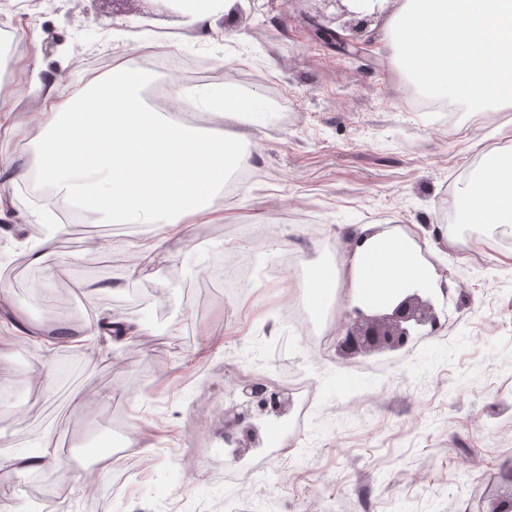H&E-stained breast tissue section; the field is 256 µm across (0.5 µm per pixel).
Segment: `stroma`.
Listing matches in <instances>:
<instances>
[{"instance_id": "35a3bbf8", "label": "stroma", "mask_w": 512, "mask_h": 512, "mask_svg": "<svg viewBox=\"0 0 512 512\" xmlns=\"http://www.w3.org/2000/svg\"><path fill=\"white\" fill-rule=\"evenodd\" d=\"M319 12L336 8L257 0L190 31L168 0H0V31L14 42L0 70L16 91L0 152L19 166L42 132L41 94L22 67L35 33L64 100L122 65L149 71L151 106L172 81L198 108L227 84L256 104L233 128L252 146L249 177L216 199L217 218L171 242L170 261L140 274L133 255L150 234L90 210L33 264L39 219L61 223L63 201L0 184V460L47 445L58 458L0 470V512H43L46 500L50 512H489L491 499L512 497V245L482 224L458 235L442 217L471 176L481 128L511 129L512 112L412 109L411 81L382 38L389 14L348 56L314 35ZM145 25L178 44L151 70L116 49ZM361 224L436 240L424 258L446 284L429 293L444 328L398 361L343 355L333 328L316 350L285 317L287 250L306 267L339 262ZM232 252L255 272L242 297L210 275ZM104 314L143 331L84 338L83 323ZM244 365L260 382L305 374L313 405L287 452L234 475L224 423L242 401ZM107 411L139 447L100 483Z\"/></svg>"}]
</instances>
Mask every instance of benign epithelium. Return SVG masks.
Listing matches in <instances>:
<instances>
[{
	"label": "benign epithelium",
	"instance_id": "7a95c632",
	"mask_svg": "<svg viewBox=\"0 0 512 512\" xmlns=\"http://www.w3.org/2000/svg\"><path fill=\"white\" fill-rule=\"evenodd\" d=\"M335 4L339 13L332 29L318 20H312L314 34L346 53L355 46V40L378 10L368 12L359 8L364 0H325ZM443 328L433 301L413 291L401 299L391 311H372L360 304H349L345 312L339 346L350 354L374 350L403 351L409 349L420 336H434ZM245 401L235 414L232 427L224 430V445L239 460L250 445L258 441V426L254 419L262 416L280 418L288 411L290 402L284 389H268L247 382L241 389Z\"/></svg>",
	"mask_w": 512,
	"mask_h": 512
}]
</instances>
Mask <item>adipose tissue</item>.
<instances>
[{"instance_id":"ef3b65f1","label":"adipose tissue","mask_w":512,"mask_h":512,"mask_svg":"<svg viewBox=\"0 0 512 512\" xmlns=\"http://www.w3.org/2000/svg\"><path fill=\"white\" fill-rule=\"evenodd\" d=\"M147 82V76L117 66L81 98L61 101L53 80H46L45 126L33 164L18 167L0 154V181L37 177L111 224L161 230L212 214L225 175L247 159L244 148L223 129L196 131L193 113L178 121L159 117L142 100ZM459 212L466 222L512 232V151L489 159L467 181ZM422 250L415 240L376 233L364 237L340 264L312 265L297 289L322 306L333 302L344 278L354 302L382 307L408 289L436 287L438 275Z\"/></svg>"}]
</instances>
